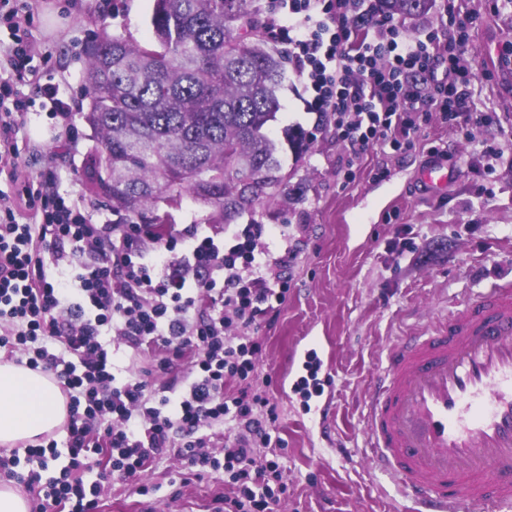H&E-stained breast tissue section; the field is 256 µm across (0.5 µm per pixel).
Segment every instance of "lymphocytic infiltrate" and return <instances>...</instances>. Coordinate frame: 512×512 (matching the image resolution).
Segmentation results:
<instances>
[{"instance_id":"f902f5d3","label":"lymphocytic infiltrate","mask_w":512,"mask_h":512,"mask_svg":"<svg viewBox=\"0 0 512 512\" xmlns=\"http://www.w3.org/2000/svg\"><path fill=\"white\" fill-rule=\"evenodd\" d=\"M280 3L308 109L346 149L341 171L371 146L412 147L431 113L451 125L490 120L476 109V75L461 62L470 19L456 0H442L437 28L412 38L379 13L378 0ZM34 10V0H0L10 37L0 50V176L16 186L0 196V348L27 352V366L52 372L67 396L69 465L41 487L52 440L1 454L0 472L35 494V512H97L105 481L139 483L175 454L189 476L221 471L234 486L216 497L214 512H274L287 486L277 459L257 450L271 445L276 406L246 382L263 347L259 328L286 298L288 258L256 257L261 224L228 241L194 224L163 234L150 224H94L59 190L35 188L20 170ZM113 332L156 353L138 378L113 373L105 342ZM178 366L186 369L179 385L155 384V374ZM207 423L232 433L223 457L198 435ZM104 450L109 468L85 483L87 460ZM23 459L33 465L25 474Z\"/></svg>"}]
</instances>
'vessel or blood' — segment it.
Listing matches in <instances>:
<instances>
[{"mask_svg": "<svg viewBox=\"0 0 512 512\" xmlns=\"http://www.w3.org/2000/svg\"><path fill=\"white\" fill-rule=\"evenodd\" d=\"M448 177L437 156L421 184L434 195ZM368 408L371 459L415 512H512V284L400 337Z\"/></svg>", "mask_w": 512, "mask_h": 512, "instance_id": "1", "label": "vessel or blood"}]
</instances>
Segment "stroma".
Here are the masks:
<instances>
[{
	"label": "stroma",
	"mask_w": 512,
	"mask_h": 512,
	"mask_svg": "<svg viewBox=\"0 0 512 512\" xmlns=\"http://www.w3.org/2000/svg\"><path fill=\"white\" fill-rule=\"evenodd\" d=\"M492 3L460 0L459 6L473 19L463 60L478 75L474 100L496 112V123L472 127L466 136L432 115L413 147L373 146L348 180L338 172L342 143L333 129L315 128L308 95L289 67L278 90L281 109L269 127L286 193L230 224L190 196L137 218L146 224L160 212L169 223L197 224L227 239L244 225L261 224L260 251L277 255L294 247L287 299L261 327L265 349L249 381L253 393L277 405L271 435L288 486L277 512H408L387 476L366 461L370 380L398 337L424 332L460 301L512 279V10L492 12ZM150 9V0H75L68 10L59 0H40L29 27L31 65L41 79L60 84L75 107H85L86 44L103 30L150 40ZM297 126L313 134L299 155L286 137ZM25 135L24 171L55 181L92 223H117L105 199L91 191L85 166L96 141L82 121L50 117L36 103ZM478 141L502 148V158L487 164L474 152ZM437 151L454 175L433 196L422 191L418 176ZM312 340L330 351L324 394L335 416L327 440L317 433L316 415L303 412L281 384L290 357ZM183 469L179 458H163L142 475L148 495L113 484L99 512H211L215 497L228 490L223 477L183 486L177 482Z\"/></svg>",
	"instance_id": "1"
}]
</instances>
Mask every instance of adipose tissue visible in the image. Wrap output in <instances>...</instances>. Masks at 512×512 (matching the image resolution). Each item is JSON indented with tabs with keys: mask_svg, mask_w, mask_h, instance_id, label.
Returning a JSON list of instances; mask_svg holds the SVG:
<instances>
[{
	"mask_svg": "<svg viewBox=\"0 0 512 512\" xmlns=\"http://www.w3.org/2000/svg\"><path fill=\"white\" fill-rule=\"evenodd\" d=\"M67 400L54 378L14 362H0V446L37 443L63 425Z\"/></svg>",
	"mask_w": 512,
	"mask_h": 512,
	"instance_id": "ef3b65f1",
	"label": "adipose tissue"
}]
</instances>
